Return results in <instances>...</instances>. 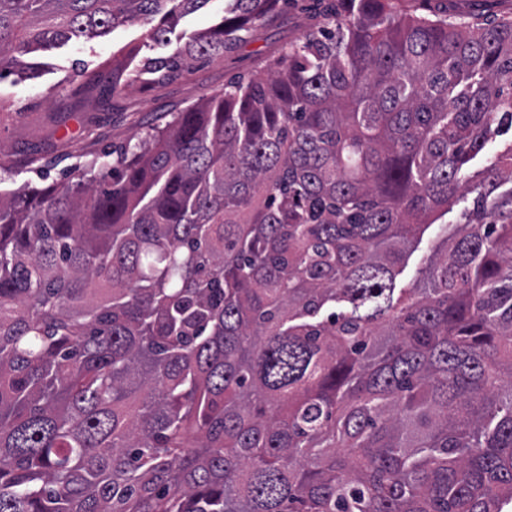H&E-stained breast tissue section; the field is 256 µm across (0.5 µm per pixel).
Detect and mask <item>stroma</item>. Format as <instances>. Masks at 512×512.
Wrapping results in <instances>:
<instances>
[{"label": "stroma", "instance_id": "stroma-1", "mask_svg": "<svg viewBox=\"0 0 512 512\" xmlns=\"http://www.w3.org/2000/svg\"><path fill=\"white\" fill-rule=\"evenodd\" d=\"M403 5L419 14L464 20L512 18V0H403ZM224 8V0H207L199 11L180 20L167 42L144 48L143 56H173L183 36L221 18ZM315 22L308 0H288L276 22L257 26L246 42L223 57L194 60L189 73L170 83L136 82L105 108L84 93V76L95 72L110 78L113 52L139 38L141 25L121 26L101 38L72 40L29 54L28 62L38 66L36 76L0 83V185L16 189L75 182L92 156L137 142L153 126L171 121L179 110L223 91L230 78L262 69ZM470 204V199L461 200L446 223L421 230L397 278L398 287H412L439 246L445 225L456 224L461 209Z\"/></svg>", "mask_w": 512, "mask_h": 512}]
</instances>
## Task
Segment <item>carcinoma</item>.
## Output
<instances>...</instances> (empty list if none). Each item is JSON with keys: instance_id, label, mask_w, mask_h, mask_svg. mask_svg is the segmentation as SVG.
<instances>
[{"instance_id": "carcinoma-1", "label": "carcinoma", "mask_w": 512, "mask_h": 512, "mask_svg": "<svg viewBox=\"0 0 512 512\" xmlns=\"http://www.w3.org/2000/svg\"><path fill=\"white\" fill-rule=\"evenodd\" d=\"M207 2L0 0V82ZM279 2L85 88L177 79ZM324 16L74 183L0 190V512H512V139L475 164L512 131V21ZM468 195L461 200L453 210L448 213V219L438 221V224L431 225L429 228H422L418 235L419 241L415 248L407 253L402 271L397 277V288H411L415 280L420 276L421 269L425 266L427 258L439 246L442 240V232L445 224H448V233L453 230V224L459 220L460 211L470 206L472 197ZM448 222V223H447Z\"/></svg>"}]
</instances>
